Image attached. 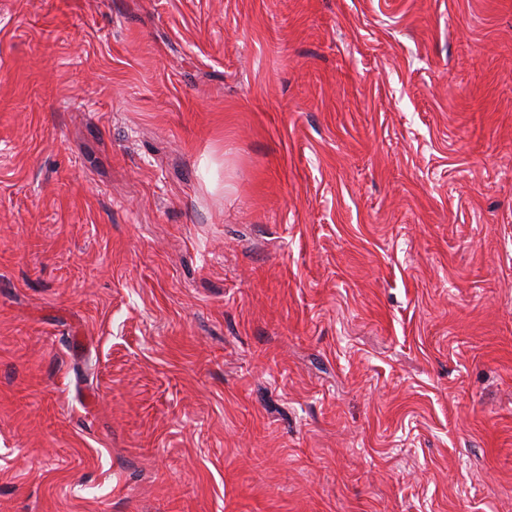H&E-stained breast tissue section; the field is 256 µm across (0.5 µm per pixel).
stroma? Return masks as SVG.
<instances>
[{"mask_svg":"<svg viewBox=\"0 0 512 512\" xmlns=\"http://www.w3.org/2000/svg\"><path fill=\"white\" fill-rule=\"evenodd\" d=\"M0 512H512V0H0Z\"/></svg>","mask_w":512,"mask_h":512,"instance_id":"1","label":"stroma"}]
</instances>
